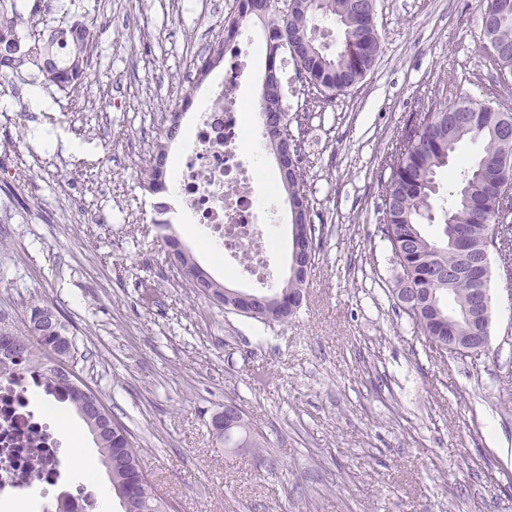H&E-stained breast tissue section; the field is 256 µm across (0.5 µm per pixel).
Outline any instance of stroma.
<instances>
[{
  "mask_svg": "<svg viewBox=\"0 0 512 512\" xmlns=\"http://www.w3.org/2000/svg\"><path fill=\"white\" fill-rule=\"evenodd\" d=\"M17 0L46 25L112 18L81 88L43 84L20 67L0 88V309L23 318L53 304L74 341L70 360L136 436L141 461L178 512H512V281L489 253L490 344L471 357L432 352L391 290L400 274L381 231V180L401 128L435 104L512 106L482 50L479 0H375L383 52L350 91L309 92L296 64L281 74L316 226L315 264L295 318L261 323L198 296L167 258L165 218L196 261L234 289L248 283L218 262L170 194L143 186L164 144L169 170L186 149L167 139L183 97L198 109L223 73L193 62L224 33L236 0ZM251 74L233 92L259 101L265 31L244 25ZM42 111L16 113L29 89ZM79 150H69V143ZM255 192L279 222L278 274L288 271L284 193L268 197L263 152ZM264 431L260 453H233L209 427L225 403Z\"/></svg>",
  "mask_w": 512,
  "mask_h": 512,
  "instance_id": "stroma-1",
  "label": "stroma"
}]
</instances>
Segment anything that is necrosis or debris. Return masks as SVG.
Here are the masks:
<instances>
[{
	"label": "necrosis or debris",
	"instance_id": "4bbe7bcc",
	"mask_svg": "<svg viewBox=\"0 0 512 512\" xmlns=\"http://www.w3.org/2000/svg\"><path fill=\"white\" fill-rule=\"evenodd\" d=\"M249 51L241 42L224 47V74L198 112L194 139L181 159L175 180L177 199L227 264L259 285L273 280L275 244L265 227L275 223L271 208L252 187V166L240 148V108L229 90L249 72ZM248 261H241V252ZM39 366L0 359V512H12L20 493L46 494L69 471L70 461L54 430L51 405L35 404L42 388Z\"/></svg>",
	"mask_w": 512,
	"mask_h": 512
}]
</instances>
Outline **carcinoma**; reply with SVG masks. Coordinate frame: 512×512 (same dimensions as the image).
I'll return each mask as SVG.
<instances>
[{"instance_id":"1","label":"carcinoma","mask_w":512,"mask_h":512,"mask_svg":"<svg viewBox=\"0 0 512 512\" xmlns=\"http://www.w3.org/2000/svg\"><path fill=\"white\" fill-rule=\"evenodd\" d=\"M271 0H238L237 16L224 25V39L208 45L200 57L198 74L206 75L209 68L224 58L225 40L238 35L247 21L258 19L268 9ZM373 0H308L303 12L297 14L283 31L269 30L266 36V68L268 76L262 93L261 113L286 114L282 104L278 64L285 62L290 52V34L305 33L323 20L332 19L341 31V43L334 52L324 50L314 40H298L295 50L297 67L305 73L309 85L326 98H331L362 82L374 67L381 52L376 27L365 24L364 18ZM479 22L483 36L496 46L491 57L498 78H512V0H484L479 7ZM21 13L11 4V14L0 5V48L21 43L19 27ZM98 19L78 20L70 25L49 27L50 37L24 52L0 54V81L8 82L14 72L29 61L44 79L58 87L76 88L90 77L94 52V31ZM68 46L66 60L57 57V45ZM500 104L492 102H461L440 105L419 112L401 131L390 155V175L385 182L382 198V233L391 259L402 272L392 294L400 297L417 291L427 304L418 309L404 310L417 329L425 336L432 351L443 354L448 349L438 345L436 336L448 327V318L458 315L461 304L470 301L472 290L488 285L490 275L482 282L467 278L448 280V269L463 260L448 228L462 235L472 249L471 259L478 260L488 237H499L512 230V199L500 192L502 184L512 185V143H502L499 117ZM465 141H481L483 152L460 167L448 185V206L443 209V228L438 237H429L421 225L432 221L433 204L440 196V173L449 166L459 145ZM166 152L158 145L145 169L147 190L156 193L163 183ZM280 182L286 196L307 193L301 167H296L293 179L284 176ZM300 287L292 276L272 285L270 293L279 297L278 304L265 314L266 322L286 323L295 315L288 309V297ZM55 311L52 304L42 302L30 307L26 319L16 322L0 310V350L25 361L39 362L46 389L70 401L95 438L100 461L107 469L114 492L131 495L137 512H174L173 505L158 493L154 482L141 466L139 450L129 428L115 419L110 411L101 416L91 404L78 402V388L84 381L75 373L55 363L47 352L69 359L72 341L65 340L68 329L59 322L55 331L40 329L41 317ZM220 442L226 448L240 443L255 452L264 447L265 437L259 425L243 416L240 425L224 432Z\"/></svg>"}]
</instances>
